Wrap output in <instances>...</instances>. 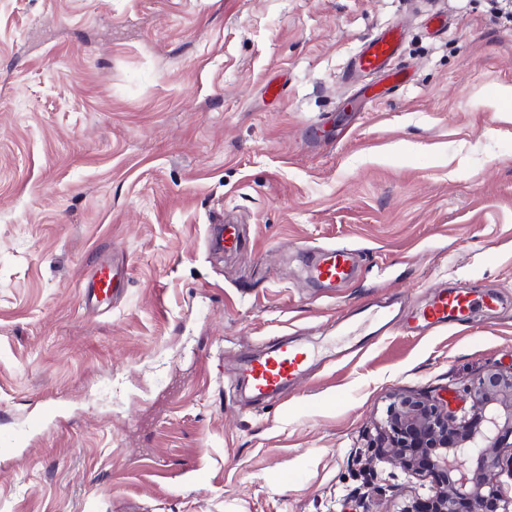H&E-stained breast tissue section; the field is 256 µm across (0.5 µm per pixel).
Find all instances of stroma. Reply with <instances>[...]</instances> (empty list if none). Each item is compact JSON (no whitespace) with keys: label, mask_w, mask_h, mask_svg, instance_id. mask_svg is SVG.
<instances>
[{"label":"stroma","mask_w":512,"mask_h":512,"mask_svg":"<svg viewBox=\"0 0 512 512\" xmlns=\"http://www.w3.org/2000/svg\"><path fill=\"white\" fill-rule=\"evenodd\" d=\"M401 28L405 82L352 70ZM236 249L212 252L217 225ZM361 254L320 287L318 248ZM119 297L85 307L102 260ZM469 326L379 333L442 288ZM348 316L349 330L336 325ZM311 372L257 403L244 357ZM512 368V0H0V512H399L355 451L397 392Z\"/></svg>","instance_id":"stroma-1"}]
</instances>
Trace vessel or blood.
I'll list each match as a JSON object with an SVG mask.
<instances>
[{
  "mask_svg": "<svg viewBox=\"0 0 512 512\" xmlns=\"http://www.w3.org/2000/svg\"><path fill=\"white\" fill-rule=\"evenodd\" d=\"M397 50V35L386 31L364 43L353 64L364 73L377 74L387 70ZM356 257V250L349 247L322 248L311 268V277L326 287H341L352 278ZM125 276L123 268L108 262L101 263L83 292L85 304L111 303ZM497 308L493 295H478L467 288H444L436 291L421 309L415 318V327L427 330L448 325H469L474 323L477 311L492 312ZM309 360L307 349L283 341L265 355L246 359L240 367V374L253 396L265 398L303 376Z\"/></svg>",
  "mask_w": 512,
  "mask_h": 512,
  "instance_id": "vessel-or-blood-1",
  "label": "vessel or blood"
}]
</instances>
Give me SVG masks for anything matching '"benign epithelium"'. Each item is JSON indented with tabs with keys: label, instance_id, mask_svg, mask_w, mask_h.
<instances>
[{
	"label": "benign epithelium",
	"instance_id": "benign-epithelium-1",
	"mask_svg": "<svg viewBox=\"0 0 512 512\" xmlns=\"http://www.w3.org/2000/svg\"><path fill=\"white\" fill-rule=\"evenodd\" d=\"M465 399L469 410L459 416L439 396L395 394L385 446L369 458L370 469L388 463L408 477L433 479L428 496H413L400 512H512V495L494 474L512 435V369L479 373Z\"/></svg>",
	"mask_w": 512,
	"mask_h": 512
}]
</instances>
